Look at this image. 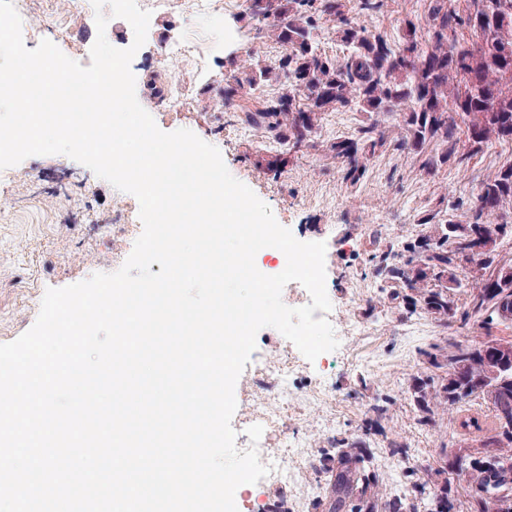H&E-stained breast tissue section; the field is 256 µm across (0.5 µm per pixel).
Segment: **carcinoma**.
<instances>
[{
  "label": "carcinoma",
  "instance_id": "carcinoma-1",
  "mask_svg": "<svg viewBox=\"0 0 512 512\" xmlns=\"http://www.w3.org/2000/svg\"><path fill=\"white\" fill-rule=\"evenodd\" d=\"M428 2L427 27L407 19L391 41L370 26L387 0H252L249 18L278 52L254 47L232 62L224 105L275 86L240 118L279 144L257 160L266 174L278 179L292 158L312 150L353 194L371 159L389 151L429 176L512 143V0H468L462 10L452 0ZM325 25L342 53L321 49ZM465 29L467 40L459 37ZM329 112L357 113V134L322 137ZM416 224V236H397L368 255L384 282L377 305L403 303L440 328L459 321L484 334L421 351L426 371L411 378L409 398L420 424L435 427L450 414L462 434L497 456L459 460L456 475L469 487L462 501L448 482L454 448L444 443L410 471L416 495H393L377 476L380 452L341 438L322 464L320 498L328 512H512V355L501 367L487 353L491 328L512 325V161L482 178L474 201L442 199ZM488 243L494 249L474 251ZM475 404L489 415L471 411ZM434 477L437 492L419 504Z\"/></svg>",
  "mask_w": 512,
  "mask_h": 512
}]
</instances>
